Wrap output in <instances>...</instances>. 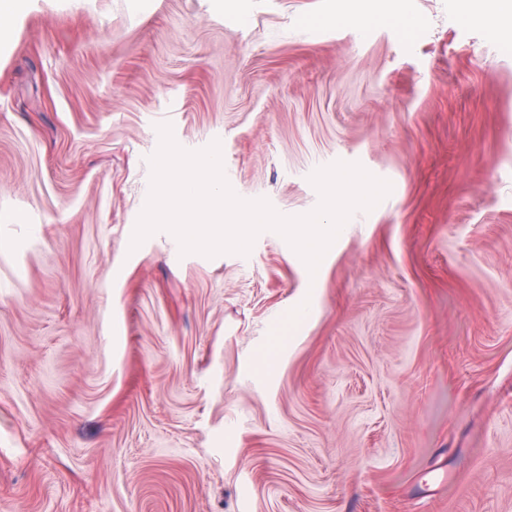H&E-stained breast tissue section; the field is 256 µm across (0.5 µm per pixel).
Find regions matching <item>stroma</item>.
<instances>
[{"instance_id": "obj_1", "label": "stroma", "mask_w": 512, "mask_h": 512, "mask_svg": "<svg viewBox=\"0 0 512 512\" xmlns=\"http://www.w3.org/2000/svg\"><path fill=\"white\" fill-rule=\"evenodd\" d=\"M480 2L29 0L0 35V512H512V22ZM164 122L285 216L337 161L392 189L314 283L271 230L134 249Z\"/></svg>"}]
</instances>
